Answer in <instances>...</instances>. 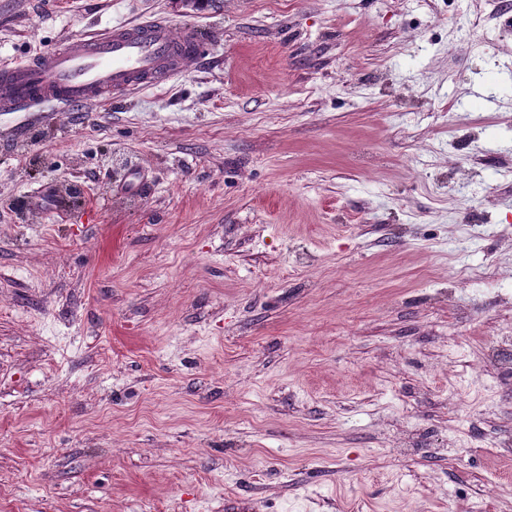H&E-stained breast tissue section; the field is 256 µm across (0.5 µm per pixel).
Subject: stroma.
<instances>
[{"instance_id":"35a3bbf8","label":"stroma","mask_w":512,"mask_h":512,"mask_svg":"<svg viewBox=\"0 0 512 512\" xmlns=\"http://www.w3.org/2000/svg\"><path fill=\"white\" fill-rule=\"evenodd\" d=\"M510 5L0 0L206 50L0 141V512H512Z\"/></svg>"}]
</instances>
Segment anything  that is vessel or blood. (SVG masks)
<instances>
[{
  "label": "vessel or blood",
  "instance_id": "obj_1",
  "mask_svg": "<svg viewBox=\"0 0 512 512\" xmlns=\"http://www.w3.org/2000/svg\"><path fill=\"white\" fill-rule=\"evenodd\" d=\"M202 53L190 26L169 20L116 23L0 65V112L16 113L11 134L19 138L29 126L56 125L60 111L164 86Z\"/></svg>",
  "mask_w": 512,
  "mask_h": 512
}]
</instances>
